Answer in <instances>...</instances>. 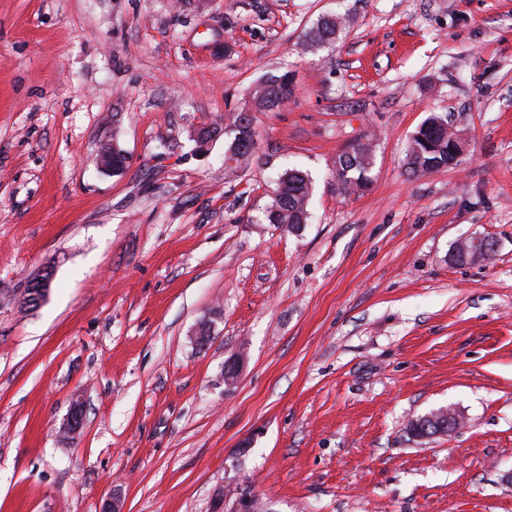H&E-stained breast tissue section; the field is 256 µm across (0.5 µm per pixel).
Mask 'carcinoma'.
<instances>
[{
    "label": "carcinoma",
    "mask_w": 512,
    "mask_h": 512,
    "mask_svg": "<svg viewBox=\"0 0 512 512\" xmlns=\"http://www.w3.org/2000/svg\"><path fill=\"white\" fill-rule=\"evenodd\" d=\"M340 21L336 17H324L306 35V44L313 48L329 47L336 40ZM294 85L288 74H283L259 83L252 93V105L258 111L278 108L293 96ZM248 114L239 113L232 120L235 137L228 151L236 159L251 156L255 150L252 134L246 131L243 121ZM455 140L448 131V122L440 116H431L413 135L407 153V168L414 173L438 171L457 163L449 147ZM373 156L371 143H359L342 152L336 159V191L348 194L367 190L372 184L371 170ZM312 194V181L297 169L286 171L280 178L273 204L265 213V220L271 224H285L295 230L308 219L307 206Z\"/></svg>",
    "instance_id": "obj_1"
}]
</instances>
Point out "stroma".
<instances>
[{"label":"stroma","instance_id":"1","mask_svg":"<svg viewBox=\"0 0 512 512\" xmlns=\"http://www.w3.org/2000/svg\"><path fill=\"white\" fill-rule=\"evenodd\" d=\"M326 13L342 32L304 51ZM286 72L255 155L225 159V118ZM432 115L467 150L410 174ZM368 136L372 185L341 195L336 157ZM292 167L297 231L264 219ZM470 237L494 253L453 262ZM448 406L462 429L409 433ZM510 472L512 0H0V512H214L220 489L512 512Z\"/></svg>","mask_w":512,"mask_h":512}]
</instances>
